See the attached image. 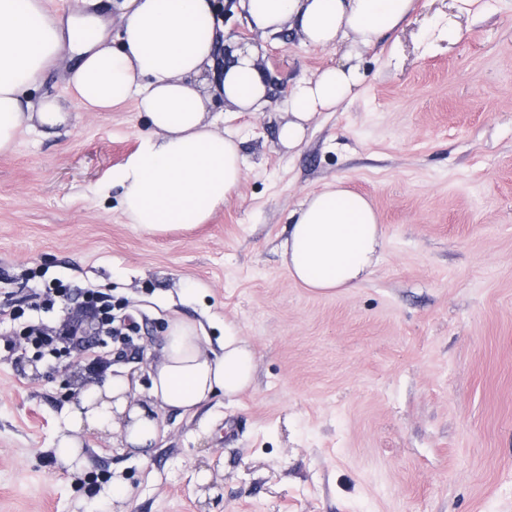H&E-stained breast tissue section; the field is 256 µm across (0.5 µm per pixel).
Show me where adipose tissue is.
<instances>
[{
  "mask_svg": "<svg viewBox=\"0 0 512 512\" xmlns=\"http://www.w3.org/2000/svg\"><path fill=\"white\" fill-rule=\"evenodd\" d=\"M414 0H238L250 27L275 34L285 25L316 50L345 44L341 60L295 83L288 119L278 138L301 146L319 113L333 112L359 94L361 51L405 23ZM119 46L105 21L77 13L67 22L46 14L42 0H0V154L11 152L30 120L55 127L67 114L56 100L31 105L27 88L65 53L75 65L69 87L77 106L106 112L135 102L145 121L139 147L120 170L118 208L151 235L204 224L237 193L243 177L239 143L222 129L223 113H210L196 80L213 59V38L200 25L213 22L211 0H120ZM219 91L242 112L261 111L266 85L258 51L237 50ZM282 261L291 279L318 295L360 286L379 262L381 228L370 200L343 182L308 194L292 211ZM256 353L234 325L224 327L221 351L207 348L196 324H169L149 371L150 401L130 396L129 376L118 373L84 390L55 449L69 469L85 462L77 431L117 432L126 450L148 459L161 434L157 411L195 412L213 396L232 398L254 378Z\"/></svg>",
  "mask_w": 512,
  "mask_h": 512,
  "instance_id": "ef3b65f1",
  "label": "adipose tissue"
}]
</instances>
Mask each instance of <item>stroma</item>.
<instances>
[{"label": "stroma", "mask_w": 512, "mask_h": 512, "mask_svg": "<svg viewBox=\"0 0 512 512\" xmlns=\"http://www.w3.org/2000/svg\"><path fill=\"white\" fill-rule=\"evenodd\" d=\"M450 19L460 38L442 34ZM247 34L273 78L268 106H213L245 157L238 193L164 236L116 207L143 131L134 103L79 111L66 56L30 87L69 118L22 128L0 155V512H116V480L129 512H512V0H416L363 49L359 96L294 150L278 139L286 88L341 52L288 26ZM339 179L372 199L383 244L360 288L317 296L279 244L304 197ZM53 288L73 295L41 309ZM86 288L141 327L133 347H103L94 383L125 372L147 402L181 318L214 349L234 323L257 352L252 388L160 410L146 461L81 431L86 466L68 472L51 447L78 401L70 358L35 356L25 333L59 327Z\"/></svg>", "instance_id": "35a3bbf8"}]
</instances>
